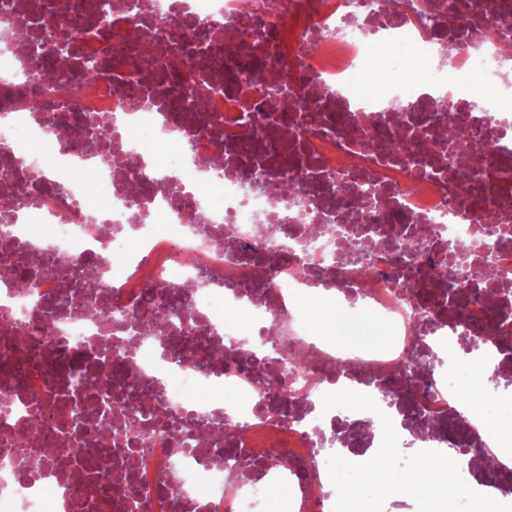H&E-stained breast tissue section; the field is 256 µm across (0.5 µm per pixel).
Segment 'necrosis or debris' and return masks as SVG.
I'll list each match as a JSON object with an SVG mask.
<instances>
[{"label":"necrosis or debris","instance_id":"4bbe7bcc","mask_svg":"<svg viewBox=\"0 0 512 512\" xmlns=\"http://www.w3.org/2000/svg\"><path fill=\"white\" fill-rule=\"evenodd\" d=\"M99 2L0 0V188L23 199L0 206V512H267L272 484L334 512L337 464L387 435L489 447L460 406L497 401L473 359L512 372V0ZM53 16L84 33L29 79ZM145 24L172 80L137 72ZM305 288L388 342L321 334ZM225 388L246 403L188 398ZM143 390L147 429L177 416L193 442L127 443Z\"/></svg>","mask_w":512,"mask_h":512}]
</instances>
